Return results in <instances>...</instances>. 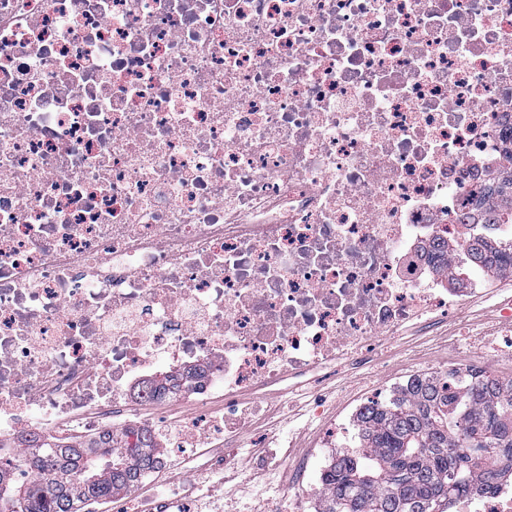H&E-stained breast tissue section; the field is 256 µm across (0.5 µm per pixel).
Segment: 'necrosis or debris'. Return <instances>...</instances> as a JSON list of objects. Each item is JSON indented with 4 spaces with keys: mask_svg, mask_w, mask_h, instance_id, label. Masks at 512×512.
Here are the masks:
<instances>
[{
    "mask_svg": "<svg viewBox=\"0 0 512 512\" xmlns=\"http://www.w3.org/2000/svg\"><path fill=\"white\" fill-rule=\"evenodd\" d=\"M512 130V0H0V442L130 426L191 462L248 401L293 394L322 426L294 455L317 512L325 390L408 342L488 370L433 245ZM205 363L194 414L144 417L142 382ZM255 431L249 472L282 439ZM453 512H512V478Z\"/></svg>",
    "mask_w": 512,
    "mask_h": 512,
    "instance_id": "obj_1",
    "label": "necrosis or debris"
}]
</instances>
